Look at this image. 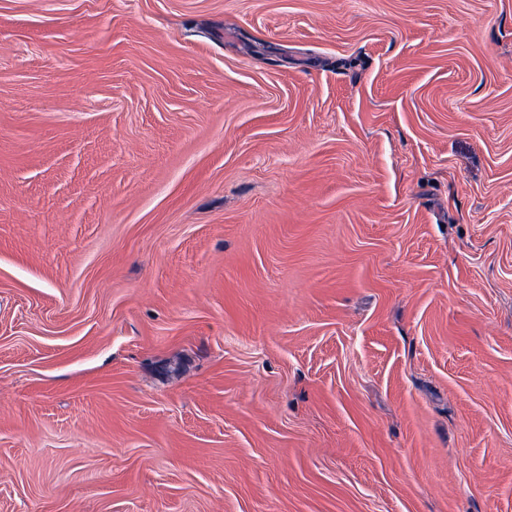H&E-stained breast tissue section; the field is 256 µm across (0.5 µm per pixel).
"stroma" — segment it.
<instances>
[{"label":"stroma","mask_w":512,"mask_h":512,"mask_svg":"<svg viewBox=\"0 0 512 512\" xmlns=\"http://www.w3.org/2000/svg\"><path fill=\"white\" fill-rule=\"evenodd\" d=\"M0 512H512V0H0Z\"/></svg>","instance_id":"obj_1"}]
</instances>
